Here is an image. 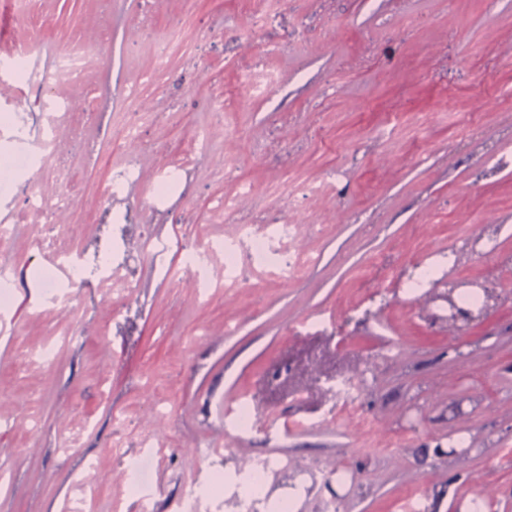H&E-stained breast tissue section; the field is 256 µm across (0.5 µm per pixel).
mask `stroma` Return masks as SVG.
I'll return each mask as SVG.
<instances>
[{
  "label": "stroma",
  "mask_w": 512,
  "mask_h": 512,
  "mask_svg": "<svg viewBox=\"0 0 512 512\" xmlns=\"http://www.w3.org/2000/svg\"><path fill=\"white\" fill-rule=\"evenodd\" d=\"M254 9L0 0V512H512V0ZM303 494V482L298 480L295 487H288V491L272 496V509L271 511L281 512L290 511L298 512L300 500ZM289 507V510H288Z\"/></svg>",
  "instance_id": "obj_1"
}]
</instances>
